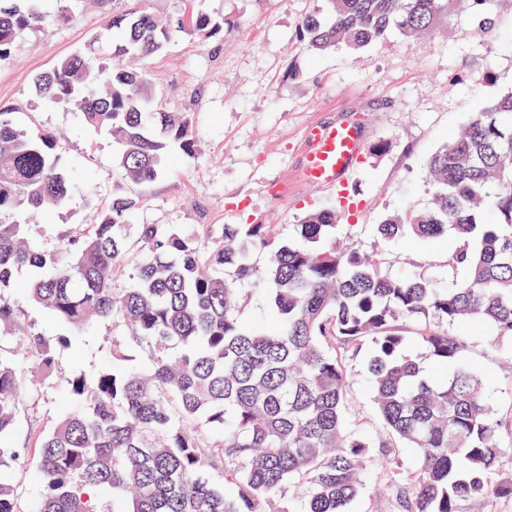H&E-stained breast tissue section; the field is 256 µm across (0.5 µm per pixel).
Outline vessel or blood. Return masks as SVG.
Segmentation results:
<instances>
[{"label": "vessel or blood", "instance_id": "vessel-or-blood-1", "mask_svg": "<svg viewBox=\"0 0 512 512\" xmlns=\"http://www.w3.org/2000/svg\"><path fill=\"white\" fill-rule=\"evenodd\" d=\"M306 149L298 175L313 189L343 187L363 149L356 124L313 125L304 135Z\"/></svg>", "mask_w": 512, "mask_h": 512}]
</instances>
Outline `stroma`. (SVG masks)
Returning <instances> with one entry per match:
<instances>
[{"label": "stroma", "instance_id": "35a3bbf8", "mask_svg": "<svg viewBox=\"0 0 512 512\" xmlns=\"http://www.w3.org/2000/svg\"><path fill=\"white\" fill-rule=\"evenodd\" d=\"M131 0H68L69 16L47 32L18 41L0 62V106H20L22 123L63 132L64 166L78 165L81 185L69 204L37 219L36 238L47 246L68 228L90 223L91 203L133 195L134 224H272L287 240L312 211L336 204L332 189H311L294 173L304 131L314 123L357 122L364 150L348 176L357 208L339 217L336 237L381 253L392 274L421 273L441 283L462 280L449 271L453 237L433 241H385L376 226L405 205L427 207V162L451 142L468 118L501 90L512 87V5H495L487 35L476 31L466 0L421 38L389 32L363 52L339 47L316 51L304 45L301 20L325 12L326 0H143L142 6L176 25L182 16L206 12L223 17L221 32L208 40L182 33L146 60L152 105L159 112L189 113L198 152L171 149L164 174L141 187L118 178L110 135L86 126L79 112L40 102L34 78L56 61L103 33L109 18ZM465 337L466 358L481 374L502 422L506 452L497 481L512 480V340L495 341L470 324L453 326ZM94 347L78 341L60 354L52 380L27 384L15 443H36L59 413L67 377L90 371ZM368 351L343 356L347 370L345 417L379 434L382 423L368 382ZM394 470L366 482L347 512H397L395 486L416 468L412 449L398 448Z\"/></svg>", "mask_w": 512, "mask_h": 512}]
</instances>
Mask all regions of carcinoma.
<instances>
[{"mask_svg": "<svg viewBox=\"0 0 512 512\" xmlns=\"http://www.w3.org/2000/svg\"><path fill=\"white\" fill-rule=\"evenodd\" d=\"M51 1L62 2L0 0V61L24 33L57 20ZM327 2L328 15L300 23L315 50L360 52L391 29L428 30L448 9V0ZM467 2L478 31L488 30L492 0ZM179 29L209 39L222 23L198 12ZM107 31L38 75L36 96L77 108L110 134L117 173L147 185L162 174L169 147L197 151L188 113L153 111L146 70L125 64L162 51L170 28L131 8L112 16ZM17 114L0 106V329L22 337L40 378L56 373L60 353L92 325L108 323L115 335L92 374L68 379L61 413L32 456L10 444L26 375L0 340V468L30 460L42 484L28 508L16 485L0 483V512H106L107 494L124 501V512H346L366 478L396 464L391 436L418 456L401 512H461L463 501L512 493L494 480L504 454L496 410L465 359V341L448 331L476 323L493 339L512 338V90L431 157L432 205L378 225L387 238H457L448 266L464 278L448 288L392 277L382 256L341 246L334 208L308 214L277 244L270 224L192 232L131 225L136 201L119 195L96 223L63 231L55 249L39 247L34 225L13 215L65 206L74 178L59 165L58 137L22 127ZM201 238L213 243L206 252ZM22 268L32 280L21 299L10 283ZM118 272L127 287H112ZM244 282L265 290L276 332L242 322ZM27 303L64 329L41 330L26 319ZM409 333L422 352H402ZM128 343L150 349L147 367L133 363ZM366 345L384 436L351 429L344 417L347 378L336 350L355 356ZM427 362L447 367V380L429 382ZM292 488L296 511L285 500Z\"/></svg>", "mask_w": 512, "mask_h": 512, "instance_id": "cac0c4a2", "label": "carcinoma"}]
</instances>
